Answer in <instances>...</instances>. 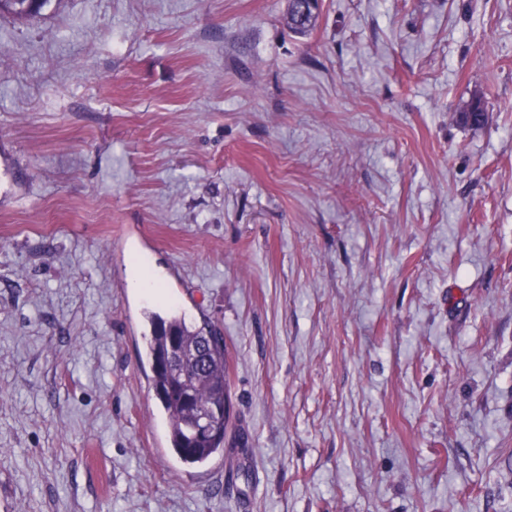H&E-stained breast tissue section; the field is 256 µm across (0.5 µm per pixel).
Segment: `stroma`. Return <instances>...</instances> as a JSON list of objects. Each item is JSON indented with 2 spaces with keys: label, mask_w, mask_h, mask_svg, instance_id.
Instances as JSON below:
<instances>
[{
  "label": "stroma",
  "mask_w": 512,
  "mask_h": 512,
  "mask_svg": "<svg viewBox=\"0 0 512 512\" xmlns=\"http://www.w3.org/2000/svg\"><path fill=\"white\" fill-rule=\"evenodd\" d=\"M287 13L0 14V512H512V0ZM172 307L224 338L203 466L144 355ZM297 5V1L289 0L288 26L294 34L305 36L317 26L320 4L315 3L312 7L308 5L307 13L303 17L298 16Z\"/></svg>",
  "instance_id": "obj_1"
}]
</instances>
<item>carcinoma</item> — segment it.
<instances>
[{"mask_svg":"<svg viewBox=\"0 0 512 512\" xmlns=\"http://www.w3.org/2000/svg\"><path fill=\"white\" fill-rule=\"evenodd\" d=\"M297 0H289L288 26L305 36L318 23L320 4L298 15ZM150 336L146 357L152 371V388L168 423L169 444L174 454L187 465L203 466L224 452V439L230 418L223 337L204 335V329L187 324L184 316L149 317ZM179 340L183 357L174 373L159 369L167 358L170 340ZM224 405V415L205 421L212 405Z\"/></svg>","mask_w":512,"mask_h":512,"instance_id":"1","label":"carcinoma"}]
</instances>
